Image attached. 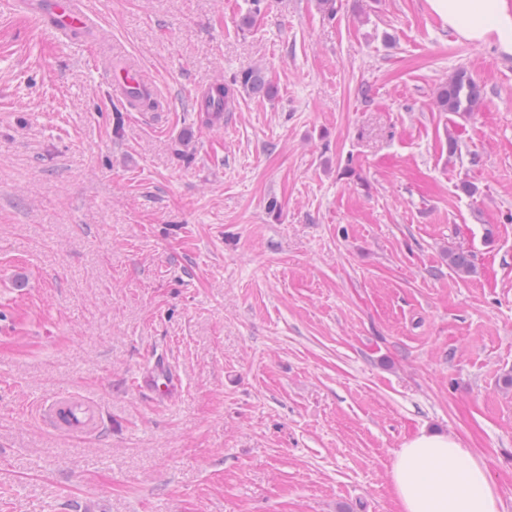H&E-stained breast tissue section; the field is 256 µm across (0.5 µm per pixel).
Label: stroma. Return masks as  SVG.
<instances>
[{"label": "stroma", "mask_w": 512, "mask_h": 512, "mask_svg": "<svg viewBox=\"0 0 512 512\" xmlns=\"http://www.w3.org/2000/svg\"><path fill=\"white\" fill-rule=\"evenodd\" d=\"M336 6L244 31L251 0H95L84 50L0 18V512H399L423 428L512 512V54L427 0ZM91 48L166 108L127 111ZM256 65L276 95L201 124L195 90ZM459 70L466 118L435 105ZM156 355L164 403L130 383ZM60 391L96 436L40 418ZM483 101L481 84L463 70L456 71L437 89L436 105L442 112H477Z\"/></svg>", "instance_id": "1"}]
</instances>
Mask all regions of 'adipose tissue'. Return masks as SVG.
Segmentation results:
<instances>
[{
	"label": "adipose tissue",
	"instance_id": "1",
	"mask_svg": "<svg viewBox=\"0 0 512 512\" xmlns=\"http://www.w3.org/2000/svg\"><path fill=\"white\" fill-rule=\"evenodd\" d=\"M458 36L495 38L512 53V5L507 0H428ZM391 484L401 512H505L484 460L456 438L421 430L399 449Z\"/></svg>",
	"mask_w": 512,
	"mask_h": 512
}]
</instances>
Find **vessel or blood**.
I'll return each instance as SVG.
<instances>
[{"mask_svg":"<svg viewBox=\"0 0 512 512\" xmlns=\"http://www.w3.org/2000/svg\"><path fill=\"white\" fill-rule=\"evenodd\" d=\"M0 14H23L50 27L59 37L70 39L101 24L90 0H0ZM94 65L107 77L113 96L130 100L132 95H155L152 78L136 62L113 68L109 56H99ZM134 388L159 397L175 395L182 388L179 376L164 361L155 359L139 369L132 380ZM57 430L74 436L97 433L99 422L92 401L75 393H61L49 403Z\"/></svg>","mask_w":512,"mask_h":512,"instance_id":"vessel-or-blood-1","label":"vessel or blood"}]
</instances>
